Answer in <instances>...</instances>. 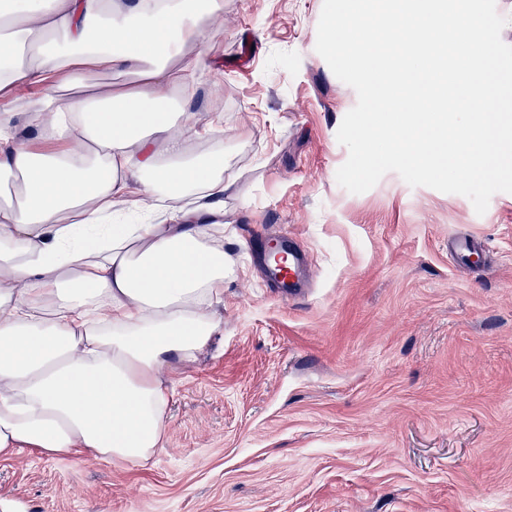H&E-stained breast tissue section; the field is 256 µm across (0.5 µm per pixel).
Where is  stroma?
I'll list each match as a JSON object with an SVG mask.
<instances>
[{
  "label": "stroma",
  "instance_id": "obj_1",
  "mask_svg": "<svg viewBox=\"0 0 512 512\" xmlns=\"http://www.w3.org/2000/svg\"><path fill=\"white\" fill-rule=\"evenodd\" d=\"M323 0H224L191 110L224 131V334L174 386L144 464L0 459L17 512H512V193L465 196L386 173L353 194L337 140L357 103L316 52ZM485 241L460 271L450 237ZM292 242L301 296L259 269Z\"/></svg>",
  "mask_w": 512,
  "mask_h": 512
}]
</instances>
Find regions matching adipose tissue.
<instances>
[{
    "label": "adipose tissue",
    "mask_w": 512,
    "mask_h": 512,
    "mask_svg": "<svg viewBox=\"0 0 512 512\" xmlns=\"http://www.w3.org/2000/svg\"><path fill=\"white\" fill-rule=\"evenodd\" d=\"M223 0H0V90L43 86L32 139L0 112V457L115 465L162 448L171 361L224 326V155L190 152L203 27ZM195 54L184 55L187 44ZM136 78L97 90L96 70ZM138 190L165 224H114Z\"/></svg>",
    "instance_id": "obj_1"
}]
</instances>
